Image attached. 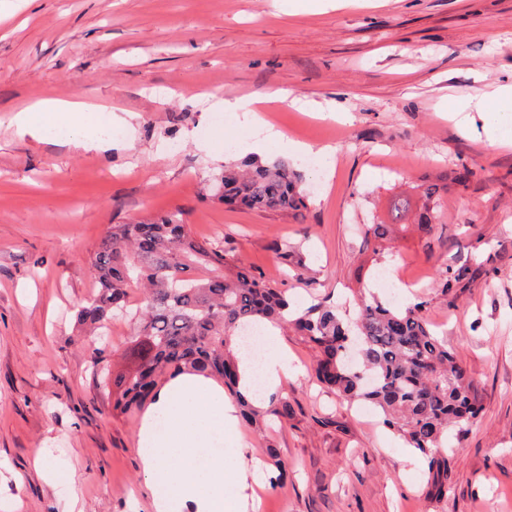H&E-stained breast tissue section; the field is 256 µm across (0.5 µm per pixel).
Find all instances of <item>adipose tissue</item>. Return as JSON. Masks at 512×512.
Segmentation results:
<instances>
[{"label":"adipose tissue","instance_id":"adipose-tissue-1","mask_svg":"<svg viewBox=\"0 0 512 512\" xmlns=\"http://www.w3.org/2000/svg\"><path fill=\"white\" fill-rule=\"evenodd\" d=\"M461 130L480 133L490 145L512 147V79L477 98L448 96L439 104ZM18 135L40 137L83 150H105L111 139L102 124L125 125L124 117L103 107L40 99L17 111ZM247 152L278 149L301 158L316 154L323 174L335 168L336 150L312 149L271 129L264 137L243 143ZM262 363L266 392L280 386L289 372L288 352L274 326H267ZM239 441L234 402L223 386L195 373L174 376L149 405L136 435V454L154 512H244L242 490L247 464L226 461L224 450Z\"/></svg>","mask_w":512,"mask_h":512}]
</instances>
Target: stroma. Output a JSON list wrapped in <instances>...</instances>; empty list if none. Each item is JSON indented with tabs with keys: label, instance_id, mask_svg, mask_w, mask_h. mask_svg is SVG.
I'll return each instance as SVG.
<instances>
[{
	"label": "stroma",
	"instance_id": "obj_1",
	"mask_svg": "<svg viewBox=\"0 0 512 512\" xmlns=\"http://www.w3.org/2000/svg\"><path fill=\"white\" fill-rule=\"evenodd\" d=\"M512 76V0H381L294 18L272 0H25L0 19V498L10 512H61L46 471L74 474L73 512H152L135 453L141 414L112 411L90 360L98 341L77 312L93 291L88 256L112 225L182 212L197 236L227 247L288 295L355 320L359 295L424 303L433 332L459 356L483 407L461 438L448 497L425 494L427 462L365 401L315 380V350L280 329L297 375L284 379L287 424L274 425L285 485L262 440L240 426L227 458L259 461L248 512H512V149L464 136L436 106ZM332 99L336 119L272 100ZM265 98L290 140L336 149L330 178L294 160L307 210L254 212L206 198L235 142L252 131L207 102ZM37 97L133 114L107 152L20 137L12 119ZM477 175L456 183L461 164ZM442 180L444 223L397 231L382 248L361 225L388 220L397 183ZM297 248L304 278L274 257ZM468 267L455 305L434 286L442 267ZM394 271L391 286L375 278Z\"/></svg>",
	"mask_w": 512,
	"mask_h": 512
}]
</instances>
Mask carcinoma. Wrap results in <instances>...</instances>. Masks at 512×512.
<instances>
[{
  "label": "carcinoma",
  "instance_id": "obj_1",
  "mask_svg": "<svg viewBox=\"0 0 512 512\" xmlns=\"http://www.w3.org/2000/svg\"><path fill=\"white\" fill-rule=\"evenodd\" d=\"M301 184V174L289 164L256 160L243 169L224 166L210 179V197L235 209L300 212L308 207ZM445 191L431 180L414 194L394 195L391 221L364 225L365 238L394 236L397 221L411 212L416 230L430 235ZM273 252L286 266L295 247L280 241ZM88 265L97 292L80 307L79 324L96 331L117 315L134 329L133 369L102 381L103 389L112 392L114 411L134 414L153 400L162 380L192 372L221 380L242 417L260 433L266 417L288 419V398H273L262 409L238 391L241 334L262 320L276 321L316 349L314 372L324 387L350 401L373 403L385 422L426 457L428 497L448 492L455 457L443 451L444 441L452 431L457 439L465 435L480 410L466 371L430 329L424 305L401 310L363 299L353 328L321 307L289 319L283 315L285 291L232 254L224 238L197 236L180 212L112 225ZM466 276L464 268L446 267L436 286L452 298Z\"/></svg>",
  "mask_w": 512,
  "mask_h": 512
}]
</instances>
